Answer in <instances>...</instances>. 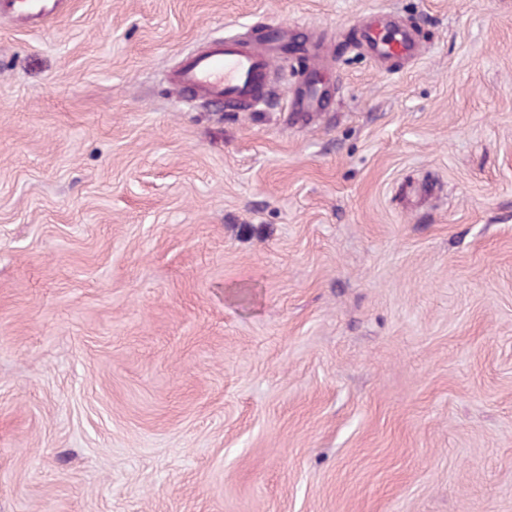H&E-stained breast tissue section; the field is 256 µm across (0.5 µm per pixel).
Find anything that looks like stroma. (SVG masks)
<instances>
[{"label":"stroma","instance_id":"1","mask_svg":"<svg viewBox=\"0 0 512 512\" xmlns=\"http://www.w3.org/2000/svg\"><path fill=\"white\" fill-rule=\"evenodd\" d=\"M267 23L325 111L179 95ZM0 512H512V0L0 17ZM362 33L368 50L377 58L408 61L419 55V41L408 28L398 27L387 38L379 37L373 29L362 30Z\"/></svg>","mask_w":512,"mask_h":512}]
</instances>
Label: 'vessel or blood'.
<instances>
[{"instance_id":"1","label":"vessel or blood","mask_w":512,"mask_h":512,"mask_svg":"<svg viewBox=\"0 0 512 512\" xmlns=\"http://www.w3.org/2000/svg\"><path fill=\"white\" fill-rule=\"evenodd\" d=\"M61 3L62 0H0V16L37 26L55 15ZM362 39L375 57L385 60H412L420 51L414 32L402 27L394 29L385 38L367 29ZM283 47V41L275 35L269 43L247 46L237 37L227 35L203 50L184 56L174 70V83L189 96L225 111L260 112L268 105L271 93L279 83V72L273 66L271 54ZM322 103V91L309 87L292 100L290 109L316 112Z\"/></svg>"}]
</instances>
